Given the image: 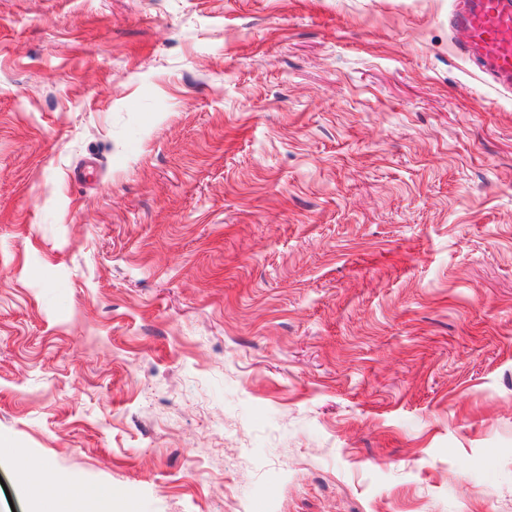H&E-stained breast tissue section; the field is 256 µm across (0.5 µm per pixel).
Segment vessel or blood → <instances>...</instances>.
<instances>
[{
    "label": "vessel or blood",
    "mask_w": 512,
    "mask_h": 512,
    "mask_svg": "<svg viewBox=\"0 0 512 512\" xmlns=\"http://www.w3.org/2000/svg\"><path fill=\"white\" fill-rule=\"evenodd\" d=\"M466 41L462 56L488 74L494 85L512 88V0H464L448 15Z\"/></svg>",
    "instance_id": "b4317fda"
}]
</instances>
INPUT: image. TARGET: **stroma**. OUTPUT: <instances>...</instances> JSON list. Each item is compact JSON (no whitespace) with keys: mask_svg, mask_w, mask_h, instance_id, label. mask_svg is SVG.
Here are the masks:
<instances>
[{"mask_svg":"<svg viewBox=\"0 0 512 512\" xmlns=\"http://www.w3.org/2000/svg\"><path fill=\"white\" fill-rule=\"evenodd\" d=\"M452 0H0V512H512V93ZM20 471L25 478V485L37 490L46 483H57L60 491L57 498L51 504L54 512H94L99 507V499L89 498L87 495H76L64 489V484L57 482V477L52 470L45 465L32 466L25 463Z\"/></svg>","mask_w":512,"mask_h":512,"instance_id":"obj_1","label":"stroma"}]
</instances>
